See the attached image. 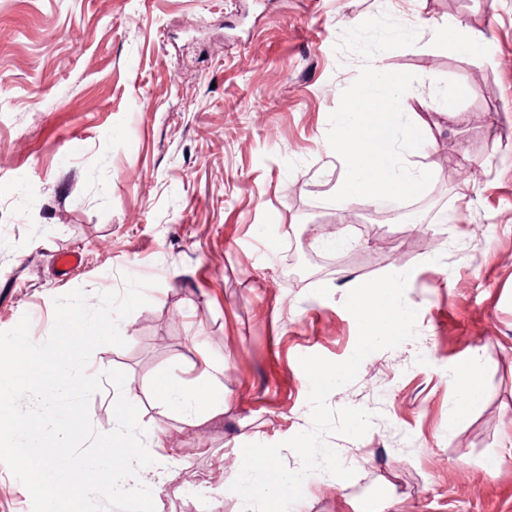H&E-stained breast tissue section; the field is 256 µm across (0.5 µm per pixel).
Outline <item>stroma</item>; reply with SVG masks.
I'll list each match as a JSON object with an SVG mask.
<instances>
[{
    "instance_id": "stroma-1",
    "label": "stroma",
    "mask_w": 512,
    "mask_h": 512,
    "mask_svg": "<svg viewBox=\"0 0 512 512\" xmlns=\"http://www.w3.org/2000/svg\"><path fill=\"white\" fill-rule=\"evenodd\" d=\"M383 13L419 31L370 61L417 77L401 106L425 141L406 159L433 180L414 222L330 200L345 171L329 115L363 64L335 46ZM456 20L478 51L435 40ZM460 162L479 178L448 185ZM326 224L336 268L294 287L288 253L319 251L305 236ZM420 235L437 247L407 251ZM71 250L83 262L63 279ZM398 270L417 335L329 395L375 417L362 438L327 436L356 475L311 473L298 510L512 512V0H0V331L27 315L40 344L56 297L81 288L94 306L126 277L154 280L119 324L126 347H100L87 371L127 375L92 396L96 430L122 396L145 442L164 440L146 469L156 512H243V445L311 428L300 357L347 360V293ZM204 360L224 413L192 424L156 387Z\"/></svg>"
}]
</instances>
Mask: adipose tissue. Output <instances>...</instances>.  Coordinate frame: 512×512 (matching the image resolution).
Instances as JSON below:
<instances>
[{"label": "adipose tissue", "instance_id": "ef3b65f1", "mask_svg": "<svg viewBox=\"0 0 512 512\" xmlns=\"http://www.w3.org/2000/svg\"><path fill=\"white\" fill-rule=\"evenodd\" d=\"M209 376V370L205 369L191 383L175 378L163 379L157 390L160 403L191 417L223 415L224 393L213 387Z\"/></svg>", "mask_w": 512, "mask_h": 512}]
</instances>
